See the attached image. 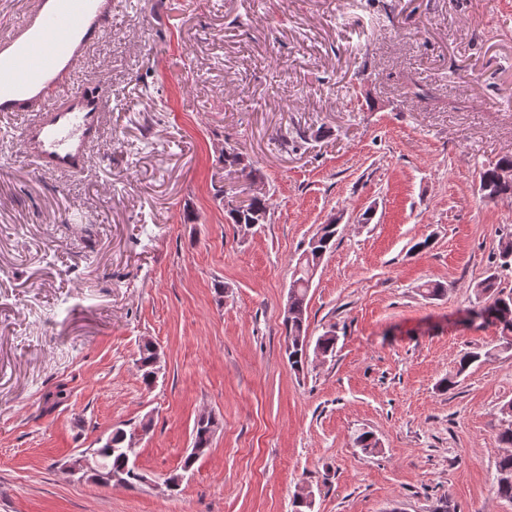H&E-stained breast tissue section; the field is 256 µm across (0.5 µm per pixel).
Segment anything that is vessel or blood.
<instances>
[{"instance_id":"obj_1","label":"vessel or blood","mask_w":512,"mask_h":512,"mask_svg":"<svg viewBox=\"0 0 512 512\" xmlns=\"http://www.w3.org/2000/svg\"><path fill=\"white\" fill-rule=\"evenodd\" d=\"M118 0H32L0 31V112H34L21 143L40 168L71 172L87 160L106 103L85 92L83 64Z\"/></svg>"}]
</instances>
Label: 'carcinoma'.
Instances as JSON below:
<instances>
[{
	"label": "carcinoma",
	"instance_id": "carcinoma-1",
	"mask_svg": "<svg viewBox=\"0 0 512 512\" xmlns=\"http://www.w3.org/2000/svg\"><path fill=\"white\" fill-rule=\"evenodd\" d=\"M224 167L237 170L246 178L254 177L249 171L250 165L244 163L242 153L234 147L224 149ZM504 168H512V155H505L496 162L482 168L479 173V189L482 198L487 201H497L504 198H512V180H501L499 171ZM227 214L232 224H267L270 221L271 205L266 195L251 196L239 203L227 204ZM338 225L325 224L320 229V236L313 246H307L309 255L301 262L296 263L292 282L288 290V308L292 317L283 322L286 340L288 341L287 352L288 362L295 371L305 367V347L308 340L306 324L307 295L312 283V272L320 265L321 260L335 244ZM497 267L512 269V233L506 239L499 241L496 254ZM476 300L481 306L471 310L475 318H493L500 325L502 331L512 333V294H503L500 289L498 276L494 273L487 275L476 284ZM336 330L325 331L316 340V348L324 355L333 353L336 348ZM155 348L146 343L139 350V370L142 372V379L145 385L154 383V359ZM507 424L502 426L497 435L498 442L508 451L501 454L495 464V476L493 487L498 497L509 502L512 501V416L502 414ZM220 421L214 415L209 414L207 418H198L193 428V447L208 452L212 445L215 430L219 427ZM132 435L122 428L112 431V443H105L101 446L102 461L107 470L114 473L122 472L127 475L123 487L134 489L139 485L137 474L133 472L131 461L137 457V449L128 447Z\"/></svg>",
	"mask_w": 512,
	"mask_h": 512
}]
</instances>
